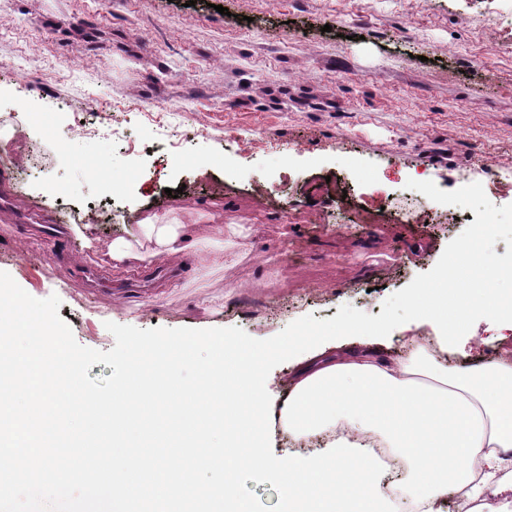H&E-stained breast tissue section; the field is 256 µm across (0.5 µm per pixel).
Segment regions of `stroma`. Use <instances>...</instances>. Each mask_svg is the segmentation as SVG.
<instances>
[{
	"label": "stroma",
	"mask_w": 512,
	"mask_h": 512,
	"mask_svg": "<svg viewBox=\"0 0 512 512\" xmlns=\"http://www.w3.org/2000/svg\"><path fill=\"white\" fill-rule=\"evenodd\" d=\"M508 170L512 0H0V271L82 346L379 315L476 219L407 181L500 207ZM152 214L223 225V267L113 270Z\"/></svg>",
	"instance_id": "1"
}]
</instances>
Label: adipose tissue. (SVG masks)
I'll return each mask as SVG.
<instances>
[{
    "mask_svg": "<svg viewBox=\"0 0 512 512\" xmlns=\"http://www.w3.org/2000/svg\"><path fill=\"white\" fill-rule=\"evenodd\" d=\"M212 224H163L142 219L136 233L114 238L113 268L131 270L159 257L204 255L224 265V241ZM460 262L450 257L442 287L422 290L416 320L430 324V343L404 339L405 352L385 359L373 349L384 325L356 322V348L340 349L335 337L317 343L290 338L278 347L297 370L282 383L279 427L290 441L308 444L345 438L388 448L391 467L380 489L391 502L409 499L414 512H438L455 497L457 512H481L487 494L512 498V357L452 367L469 314L484 310L512 320L484 282L448 292Z\"/></svg>",
    "mask_w": 512,
    "mask_h": 512,
    "instance_id": "ef3b65f1",
    "label": "adipose tissue"
}]
</instances>
